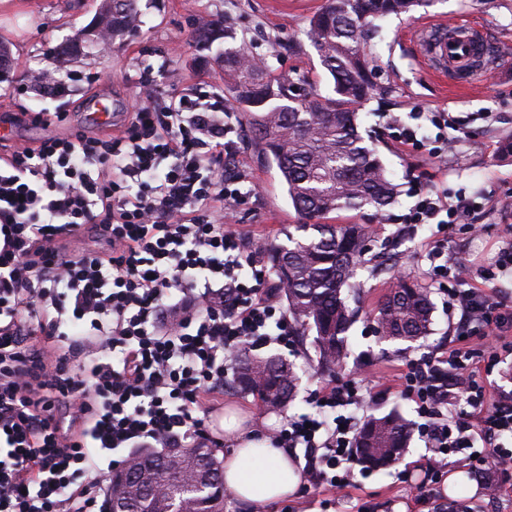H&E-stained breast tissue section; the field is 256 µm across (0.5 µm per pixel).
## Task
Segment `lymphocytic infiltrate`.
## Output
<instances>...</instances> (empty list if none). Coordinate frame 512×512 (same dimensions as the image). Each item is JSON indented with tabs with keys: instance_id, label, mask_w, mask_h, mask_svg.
I'll use <instances>...</instances> for the list:
<instances>
[{
	"instance_id": "lymphocytic-infiltrate-1",
	"label": "lymphocytic infiltrate",
	"mask_w": 512,
	"mask_h": 512,
	"mask_svg": "<svg viewBox=\"0 0 512 512\" xmlns=\"http://www.w3.org/2000/svg\"><path fill=\"white\" fill-rule=\"evenodd\" d=\"M144 100L116 134L49 137L0 157V512H102L104 455L119 448L210 440L205 416L224 393L231 356L244 346L287 345L292 334L262 267L260 241L224 227V212L256 186L224 173L238 119L199 85ZM434 134L402 128L400 144L436 157ZM465 198L422 193L410 220L440 233L477 232ZM93 238L95 249L81 247ZM443 244L425 253V276L453 281L461 311L447 355L418 359L394 382L416 405L435 458L424 483L442 480L450 457L482 445L483 468L512 469V391L487 378L512 350V239L464 288L469 269ZM364 389L352 379L316 394L317 415L272 434L304 451L305 494L336 495L354 476L352 443Z\"/></svg>"
}]
</instances>
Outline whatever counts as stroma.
Returning <instances> with one entry per match:
<instances>
[{
  "label": "stroma",
  "instance_id": "35a3bbf8",
  "mask_svg": "<svg viewBox=\"0 0 512 512\" xmlns=\"http://www.w3.org/2000/svg\"><path fill=\"white\" fill-rule=\"evenodd\" d=\"M102 2L0 0V39L7 42L14 59L10 69L0 72V120L15 121L24 145L79 131L96 134L85 110L94 94L108 96L118 123H126L139 103L138 83L147 68L157 97L187 93L202 80L224 94L225 105H232L226 95L229 79L218 55L243 44L275 69L299 73L320 94L332 92L333 80L307 37L309 21L325 0H138L140 21L135 32L108 41L90 35ZM448 22L477 27L488 40L490 66L468 88L453 87L433 75L419 47L420 25ZM378 26V34L366 47L376 90L360 109V131L397 185L398 196L380 210L366 207L331 217L335 224L364 225L369 236L366 263L357 273L360 306L349 331L348 359L342 367L320 373L310 340L292 337L284 350L270 345V352H283L304 372L293 401L283 409L269 410L256 396L228 382L223 401L215 403L209 414L210 422H217L231 406L246 426L269 434L291 417L315 413V394L321 387L356 376L380 394L359 409V418L397 410L410 423H418L413 402L389 383L410 361L447 351L453 310L438 285L429 284L434 304L430 335L410 346L380 338L374 309L398 277L422 280L419 256L443 238L436 225L410 224L406 216L417 193L426 190L476 203L484 233L446 237L449 255L472 265L492 263L505 225H512V210L501 207L502 201H512V155L503 152L504 142L512 139V0H431L410 13L387 16ZM65 43L77 49L58 74L67 93L50 98L27 74L50 67L57 58L56 48ZM37 112H59L63 118L43 126L32 121ZM416 112L447 113L448 149L440 157L427 159L399 145L397 125L412 124ZM233 140L230 166L255 182L258 191L225 211V228L268 247L286 243L288 230L303 218L289 202L276 165L259 156L247 122H240ZM431 455L423 438L414 434L403 458L393 466L371 471L355 465L353 487L330 505L310 503L297 492L286 503L247 511L232 499L226 512H281L286 504L293 512H431L435 504L448 499L445 484L421 483ZM407 471L413 474L409 486L400 482ZM496 483L495 494L489 495L474 482L461 494L462 503L472 512H512V474L497 476Z\"/></svg>",
  "mask_w": 512,
  "mask_h": 512
}]
</instances>
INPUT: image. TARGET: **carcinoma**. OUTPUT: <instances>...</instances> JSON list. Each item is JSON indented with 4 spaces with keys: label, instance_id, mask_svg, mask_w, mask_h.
I'll list each match as a JSON object with an SVG mask.
<instances>
[{
    "label": "carcinoma",
    "instance_id": "cac0c4a2",
    "mask_svg": "<svg viewBox=\"0 0 512 512\" xmlns=\"http://www.w3.org/2000/svg\"><path fill=\"white\" fill-rule=\"evenodd\" d=\"M428 0H326L309 23L308 37L333 80L332 96H322L301 76L253 68L247 47L224 50V72L232 78V97L246 114L258 151L276 164L288 200L308 224L287 234L288 244L272 247L268 260L283 291L288 321L297 336H312L317 369L330 371L349 355L348 331L358 311L344 290L363 263L365 226L324 224L343 210L366 205L382 209L397 196L375 151L359 132L360 106L371 98V60L367 40L376 33L378 18L409 12ZM137 0H104L98 28L121 34L134 27ZM382 336L415 344L429 334L432 305L425 288L402 278L373 312ZM236 386L257 396L270 409H281L293 398L298 375L280 356L257 357L243 348L234 363ZM411 427L399 412L366 419L355 442L358 462L382 469L399 459ZM217 457L189 449L185 472L169 479L158 451L145 448L125 461V470L141 482H170L169 495L187 497L183 482L194 476L209 480L207 492L193 497L189 512H224L227 497L217 475ZM120 506L134 502L137 512H166L168 503L139 493L133 484L122 492Z\"/></svg>",
    "mask_w": 512,
    "mask_h": 512
}]
</instances>
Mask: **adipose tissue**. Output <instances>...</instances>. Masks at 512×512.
<instances>
[{
  "instance_id": "1",
  "label": "adipose tissue",
  "mask_w": 512,
  "mask_h": 512,
  "mask_svg": "<svg viewBox=\"0 0 512 512\" xmlns=\"http://www.w3.org/2000/svg\"><path fill=\"white\" fill-rule=\"evenodd\" d=\"M224 431L236 442L224 457V485L236 501L246 506L265 505L294 493L302 475L288 453L245 429L233 413H225ZM256 454L266 463L263 470H251L245 465L246 459Z\"/></svg>"
}]
</instances>
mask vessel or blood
I'll return each mask as SVG.
<instances>
[{
    "mask_svg": "<svg viewBox=\"0 0 512 512\" xmlns=\"http://www.w3.org/2000/svg\"><path fill=\"white\" fill-rule=\"evenodd\" d=\"M427 57L439 75L467 76L476 64L478 53L487 46L482 31L462 24L428 27L421 32ZM89 121L104 130L115 128L112 105L108 97L91 96L87 103Z\"/></svg>",
    "mask_w": 512,
    "mask_h": 512,
    "instance_id": "vessel-or-blood-1",
    "label": "vessel or blood"
}]
</instances>
